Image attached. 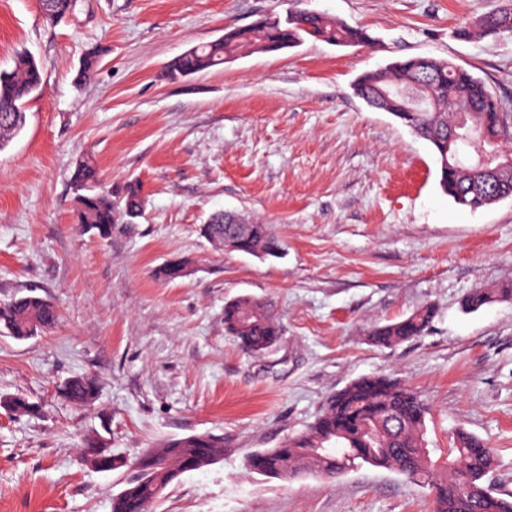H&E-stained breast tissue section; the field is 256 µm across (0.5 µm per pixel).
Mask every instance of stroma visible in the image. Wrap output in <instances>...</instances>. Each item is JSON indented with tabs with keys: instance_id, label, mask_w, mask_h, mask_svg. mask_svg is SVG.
<instances>
[{
	"instance_id": "35a3bbf8",
	"label": "stroma",
	"mask_w": 512,
	"mask_h": 512,
	"mask_svg": "<svg viewBox=\"0 0 512 512\" xmlns=\"http://www.w3.org/2000/svg\"><path fill=\"white\" fill-rule=\"evenodd\" d=\"M506 0H78L44 23L40 0H0V68L28 52L43 70L27 123L0 152V303L38 289L59 311L26 341L0 335V512H110L126 463L157 441L212 432L224 458L185 473L157 512H434L430 490L353 467L285 483L245 468L305 429L351 380L387 373L426 401V439L488 441L489 476L512 495V302L465 312L476 288L512 280V198L477 210L439 187L430 145L353 90L365 71L443 58L482 79L512 113V36L460 27ZM306 9L366 29L361 47L306 42L180 81L165 65L191 46ZM104 56L84 83L85 50ZM103 189L143 186L140 217L102 240L73 220L75 163ZM272 225L280 258L221 253L201 235L217 212ZM191 262L172 282L169 259ZM271 302L282 336L257 357L224 329V305ZM430 306L423 336L389 347L370 329ZM100 392L80 408L76 375ZM102 436L118 467L83 461ZM63 391L71 403L78 406H88L98 396L99 383L93 376L74 377L64 383Z\"/></svg>"
}]
</instances>
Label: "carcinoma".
<instances>
[{"label": "carcinoma", "instance_id": "1", "mask_svg": "<svg viewBox=\"0 0 512 512\" xmlns=\"http://www.w3.org/2000/svg\"><path fill=\"white\" fill-rule=\"evenodd\" d=\"M78 0H44L42 16L55 25L72 15ZM483 35L512 33V3L479 17L474 29L464 27V39L473 32ZM307 40L336 46L366 44L367 30L338 22L326 14L298 10L285 20L261 18L247 28L224 32V41L201 42L175 57L165 67L169 80L190 77L224 64L226 57L249 56L296 47ZM103 50L89 49L81 59L77 79L86 78L100 63ZM428 87L433 98L421 111H409L405 90L412 85ZM42 72L28 53L14 57L13 66L0 69V151L17 137L26 124V104L39 92ZM355 91L369 106L391 114L416 136L428 142L439 162V186L461 206L478 209L485 198L512 197V156L490 168L480 162L476 147L462 135L483 137L496 147L508 122L500 101L480 78L448 60L409 57L387 67L362 74ZM73 181L81 190L75 197L77 223L99 238L112 234V225L133 219L143 209L141 184L129 182L113 191L101 188V174L90 157L76 163ZM201 234L217 250L256 257H276L282 243L268 224L239 221L224 223V213L210 218ZM512 301V281L493 288H477L466 295L470 311L494 303ZM435 317L425 306L407 317L379 325L371 341L391 346L422 335ZM58 311L51 301L36 292L0 303V333L27 340L52 327ZM224 328L248 353L259 355L275 346L281 329L269 301L243 296L224 306ZM66 398L78 406L92 404L99 383L93 376H79L63 385ZM0 406L17 414H31L36 406L23 398L0 397ZM428 406L413 388L385 375H367L350 381L332 395L322 413L305 430L279 447L250 457V471L292 481L303 474L334 478L356 463H367L402 475L409 483L434 492L435 512H512V499L490 490L485 484L494 465V454L482 439L465 432L456 434L449 447L432 457L435 449L425 438ZM143 454L155 466L111 498V512H156L158 500L152 488L163 481L173 485L180 478L182 462L196 457L200 468L224 459V436L192 434L163 440Z\"/></svg>", "mask_w": 512, "mask_h": 512}]
</instances>
